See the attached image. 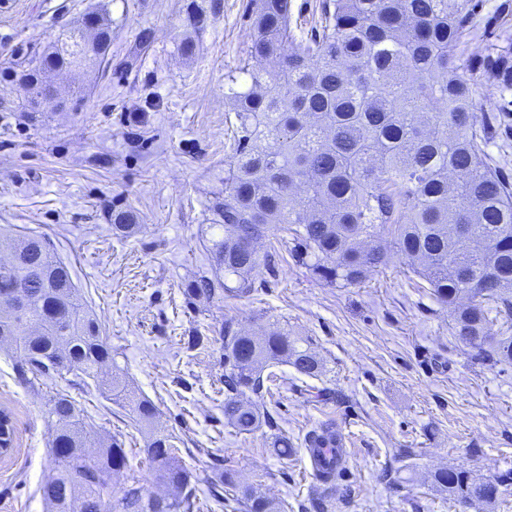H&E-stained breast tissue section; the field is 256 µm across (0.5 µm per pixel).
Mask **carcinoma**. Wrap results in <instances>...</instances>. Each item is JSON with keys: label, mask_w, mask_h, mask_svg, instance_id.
<instances>
[{"label": "carcinoma", "mask_w": 512, "mask_h": 512, "mask_svg": "<svg viewBox=\"0 0 512 512\" xmlns=\"http://www.w3.org/2000/svg\"><path fill=\"white\" fill-rule=\"evenodd\" d=\"M251 49L229 73L225 99L235 113L233 158L224 168V195L210 210L224 236L212 241L214 274L186 289L189 301L253 291L254 273L272 268L249 242L273 224L291 235L288 254L317 280L334 287L364 282L400 255L453 312L452 335L475 360H512V337L494 336V321L512 327V177L486 151L490 117L478 111V78L461 55L469 43L473 0H322L319 26L297 39L290 0H249ZM111 23L100 17L63 31L48 55L22 74L36 84L48 68L108 65ZM506 58L485 83L509 88ZM20 262L0 265V335L10 337L16 382L33 388L72 375L92 380L138 425L156 418L155 405L121 377L100 380L112 347L48 239L15 240ZM25 287L24 312L4 296ZM224 419L239 433L265 422L260 400L270 393V363H289L315 378L322 362L283 330L252 335L222 323ZM54 473L40 487L47 512H194V476L178 455L176 437L153 432L145 448L156 481L171 494L146 493L140 482L112 498V474L128 468L123 441L104 447L95 425L64 393L49 398ZM337 432L324 423L306 436L308 448H331ZM494 484L466 469H440L435 487L460 503L498 500ZM303 512H331L336 477ZM243 512H275L273 503L241 488Z\"/></svg>", "instance_id": "1"}]
</instances>
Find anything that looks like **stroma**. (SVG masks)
<instances>
[{
    "label": "stroma",
    "mask_w": 512,
    "mask_h": 512,
    "mask_svg": "<svg viewBox=\"0 0 512 512\" xmlns=\"http://www.w3.org/2000/svg\"><path fill=\"white\" fill-rule=\"evenodd\" d=\"M479 37L463 62L482 72L512 53V0H478ZM248 0H0V62L18 64L47 48L67 25L91 12L112 19L111 65L49 71L54 100L26 102L21 82L0 105V227L47 235L69 263L77 287L112 347L104 374L120 373L159 411L158 429L179 440L183 462L198 477L200 512H234L208 485L229 470L273 499L280 512H302L315 479L304 439L324 422L344 436L349 459L336 491V512H512V480L493 507H462L432 483L441 468L480 478L512 471V363L475 361L451 334L452 315L416 287L404 259L390 255L362 284L328 287L288 258V235L269 230L256 249L275 247L276 275L260 271L251 294L187 304L184 290L211 274L209 205L224 190L235 118L224 76L251 45ZM149 43H142V33ZM486 112L506 125L488 131V151L512 158V89L477 88ZM132 213L126 238L112 214ZM260 332L288 328L309 338L325 369L319 379L276 366L284 386L267 398L277 426L239 434L224 420V321ZM203 342L188 348L189 336ZM329 398L309 397L308 386ZM69 394L103 435L122 437L130 469L112 477L115 493L139 480L165 494L140 453L146 434L126 410L96 389L57 381L32 391L14 379L9 345L0 342V411L12 420L9 454L0 456V512H46L39 487L53 473V427L46 397ZM293 444L290 457L271 447L274 430ZM413 449L401 459L397 449Z\"/></svg>",
    "instance_id": "35a3bbf8"
}]
</instances>
